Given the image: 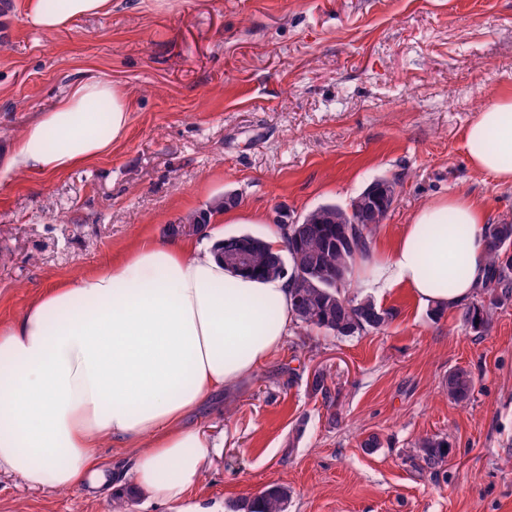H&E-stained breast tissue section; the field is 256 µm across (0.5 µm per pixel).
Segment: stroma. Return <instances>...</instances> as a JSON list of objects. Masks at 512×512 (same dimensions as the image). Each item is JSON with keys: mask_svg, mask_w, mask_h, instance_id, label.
I'll list each match as a JSON object with an SVG mask.
<instances>
[{"mask_svg": "<svg viewBox=\"0 0 512 512\" xmlns=\"http://www.w3.org/2000/svg\"><path fill=\"white\" fill-rule=\"evenodd\" d=\"M91 77L128 94L125 138L57 174L13 168L26 128ZM502 95L512 0H112L111 14L50 32L27 0H0V322L227 192L241 221L211 223L264 238L276 207L295 222L398 179L370 237L381 252L448 195L475 199L487 223L512 220V184L475 169L465 140ZM351 290L392 319L350 337L293 328L250 379L206 401L190 421L220 450L184 503L131 491L126 451L107 442L104 487L37 491L1 471L0 512H231L272 484L290 489L288 512H512V304L477 336L407 289L356 275ZM458 368L475 378L465 402L446 388ZM432 436L451 448L436 473L415 448Z\"/></svg>", "mask_w": 512, "mask_h": 512, "instance_id": "1", "label": "stroma"}]
</instances>
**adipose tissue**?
I'll use <instances>...</instances> for the list:
<instances>
[{
    "instance_id": "ef3b65f1",
    "label": "adipose tissue",
    "mask_w": 512,
    "mask_h": 512,
    "mask_svg": "<svg viewBox=\"0 0 512 512\" xmlns=\"http://www.w3.org/2000/svg\"><path fill=\"white\" fill-rule=\"evenodd\" d=\"M29 0L45 31L110 13L112 0ZM96 99L104 112L88 111ZM130 120L111 82H78L25 131L14 167L55 174L111 151ZM473 166L512 184V97L486 105L466 133ZM485 212L448 196L421 207L388 252L371 257V285L405 288L421 303L452 309L485 282ZM221 225L199 241L142 239L126 256L44 290L24 314L0 323V469L33 490L59 491L95 467L104 441L130 449L137 491L182 500L218 447L188 416L212 393L249 378L294 323L293 282L225 270L213 255Z\"/></svg>"
}]
</instances>
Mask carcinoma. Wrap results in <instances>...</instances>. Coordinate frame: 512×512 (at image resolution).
Returning <instances> with one entry per match:
<instances>
[{"instance_id": "1", "label": "carcinoma", "mask_w": 512, "mask_h": 512, "mask_svg": "<svg viewBox=\"0 0 512 512\" xmlns=\"http://www.w3.org/2000/svg\"><path fill=\"white\" fill-rule=\"evenodd\" d=\"M381 192L377 214L386 217L397 196L398 180H374ZM235 207L225 198L215 199L205 211L192 212L178 224L168 225L173 237L185 235L183 225L209 220L214 212ZM378 223H358L355 203L348 208L324 204L309 212L304 223L288 229L286 252L297 276L294 277L293 307L295 318L306 328L323 329L336 336H353L377 330L389 320L390 312L378 306L370 296L347 294L349 278L356 260L367 254L369 237ZM484 244L489 254L490 274L478 292V299L464 304L460 316L463 326L476 334L488 331L497 309L512 299V223L487 224ZM224 266L262 277L277 278L280 254L266 242L251 235L231 236L220 247ZM448 396L469 400L474 389L472 373L457 368L448 374ZM418 457L428 469L442 467L448 458V441L424 437L416 443ZM290 491L284 485L268 486L256 499L243 498L235 504L236 512H287Z\"/></svg>"}]
</instances>
